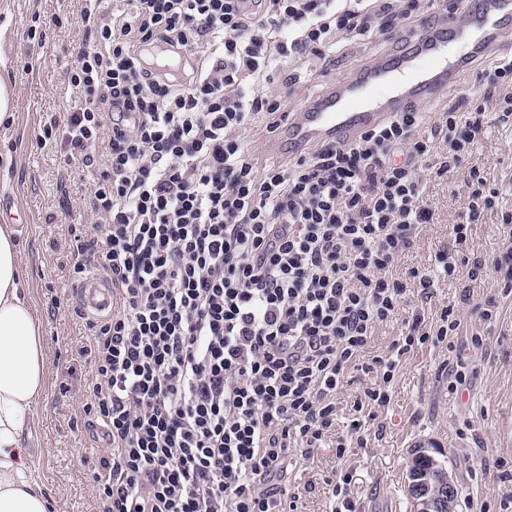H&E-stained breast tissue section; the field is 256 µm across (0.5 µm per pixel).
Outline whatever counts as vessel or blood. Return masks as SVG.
Masks as SVG:
<instances>
[{"label":"vessel or blood","instance_id":"obj_1","mask_svg":"<svg viewBox=\"0 0 512 512\" xmlns=\"http://www.w3.org/2000/svg\"><path fill=\"white\" fill-rule=\"evenodd\" d=\"M468 13L463 22L450 10L436 15L396 50L307 100L272 128L267 154L297 156L322 143L349 144L394 113L446 98L460 73L482 60L512 53V0H468ZM462 43L468 47L463 55L455 51ZM77 291L87 315L111 312L112 290L103 273H90Z\"/></svg>","mask_w":512,"mask_h":512}]
</instances>
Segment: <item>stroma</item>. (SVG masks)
Here are the masks:
<instances>
[{
  "instance_id": "stroma-1",
  "label": "stroma",
  "mask_w": 512,
  "mask_h": 512,
  "mask_svg": "<svg viewBox=\"0 0 512 512\" xmlns=\"http://www.w3.org/2000/svg\"><path fill=\"white\" fill-rule=\"evenodd\" d=\"M82 0H0V81L12 93L13 109L0 118V193L10 194L25 227L17 228L21 269L42 323L47 350V384L22 432L28 465L43 485L48 512H96L91 476L106 457L85 414L92 366L80 349L89 339L88 317L78 305L71 273L72 226L98 223L85 200L92 183L89 167L68 162L43 132L62 120L75 96L69 71L88 41L79 22ZM393 42H350L329 60L302 74L303 86L289 99L297 109L329 82L388 53ZM503 186L502 204L512 208V126L489 115L487 134L469 159ZM462 173L430 178L426 197L441 221L424 227L398 267H435L438 254L451 247L449 223L465 212L458 192ZM490 293L486 283L465 273L439 279L430 299L411 296L407 311L435 318L456 305L462 324L451 345L426 346L403 358L392 385L391 402L352 446L344 460L324 449L306 470L293 471L302 512H329L331 488L325 476L346 470L353 476L356 512H412L407 474L414 450L424 448L445 463L458 497L455 512H503L512 494V297L499 299L500 316L485 345L471 344L475 307ZM461 362L469 388L448 391V365ZM497 463L502 481L480 472L481 460Z\"/></svg>"
}]
</instances>
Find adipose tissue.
<instances>
[{
  "label": "adipose tissue",
  "mask_w": 512,
  "mask_h": 512,
  "mask_svg": "<svg viewBox=\"0 0 512 512\" xmlns=\"http://www.w3.org/2000/svg\"><path fill=\"white\" fill-rule=\"evenodd\" d=\"M42 327L22 276L11 225H0V512H48L21 443L32 407L46 387Z\"/></svg>",
  "instance_id": "ef3b65f1"
}]
</instances>
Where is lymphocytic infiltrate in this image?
I'll return each instance as SVG.
<instances>
[{
    "instance_id": "f902f5d3",
    "label": "lymphocytic infiltrate",
    "mask_w": 512,
    "mask_h": 512,
    "mask_svg": "<svg viewBox=\"0 0 512 512\" xmlns=\"http://www.w3.org/2000/svg\"><path fill=\"white\" fill-rule=\"evenodd\" d=\"M83 2L96 38L69 71L77 104L55 140L102 159L95 246L71 239L73 276L101 270L115 294L83 348L108 445L92 477L99 512H300L289 464L350 451L329 436L345 379L360 436L389 406L402 359L456 335L452 304L432 322L401 318L411 290L429 295L463 267L512 294V209L476 167L435 273L397 271L440 221L425 174L464 167L488 111L512 121V57L493 58L451 107L399 112L349 145L263 165L247 134L297 92L293 65L422 28L424 0H126L108 15ZM159 45L179 73L145 65ZM492 211L498 257L468 258L471 225ZM396 320L386 352L369 354Z\"/></svg>"
}]
</instances>
